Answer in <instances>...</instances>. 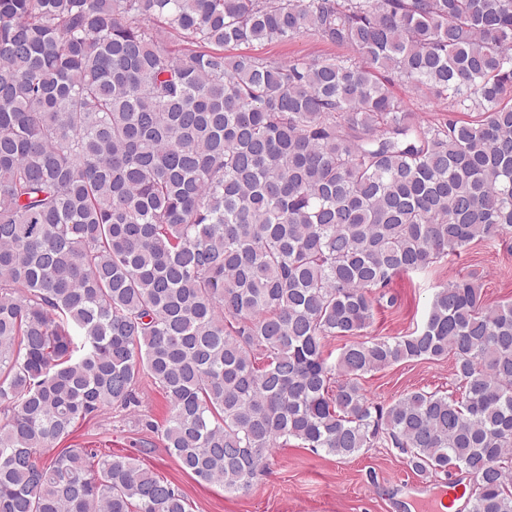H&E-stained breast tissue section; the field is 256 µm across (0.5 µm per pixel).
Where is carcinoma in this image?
<instances>
[{
	"label": "carcinoma",
	"mask_w": 512,
	"mask_h": 512,
	"mask_svg": "<svg viewBox=\"0 0 512 512\" xmlns=\"http://www.w3.org/2000/svg\"><path fill=\"white\" fill-rule=\"evenodd\" d=\"M308 31L344 53H224ZM384 73L480 119L424 125ZM507 230L512 0H0V512H188L129 456L43 459L144 375L146 427L228 493L291 438L383 443L512 512V303L463 275L411 334L325 352L396 274ZM448 357L457 398L361 386Z\"/></svg>",
	"instance_id": "obj_1"
}]
</instances>
